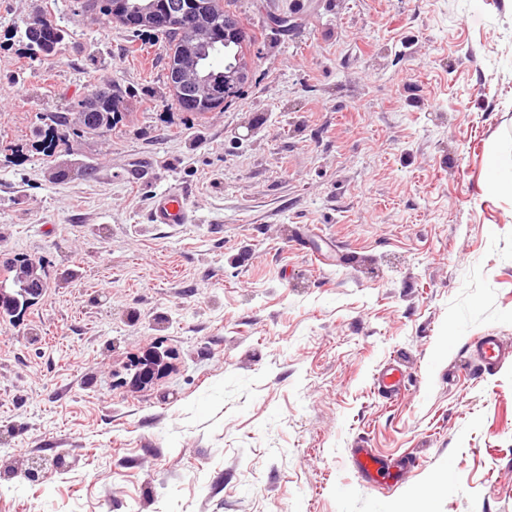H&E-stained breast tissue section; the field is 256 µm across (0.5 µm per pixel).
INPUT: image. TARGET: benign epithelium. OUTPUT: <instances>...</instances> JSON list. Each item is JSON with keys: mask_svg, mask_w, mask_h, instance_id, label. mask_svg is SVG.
I'll return each mask as SVG.
<instances>
[{"mask_svg": "<svg viewBox=\"0 0 512 512\" xmlns=\"http://www.w3.org/2000/svg\"><path fill=\"white\" fill-rule=\"evenodd\" d=\"M217 6L215 0H195V10L183 13L179 6L151 0L136 14L116 11L112 18L128 28L138 31L159 32L183 25L189 29V37L170 62L171 86L176 101L190 106L215 108L236 98L241 87L249 79L246 59L235 56V62L224 66V74L210 76L200 66V57L209 45L220 39L229 45L243 41V26L234 17H224V27L213 23Z\"/></svg>", "mask_w": 512, "mask_h": 512, "instance_id": "benign-epithelium-1", "label": "benign epithelium"}]
</instances>
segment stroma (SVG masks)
<instances>
[{"mask_svg":"<svg viewBox=\"0 0 512 512\" xmlns=\"http://www.w3.org/2000/svg\"><path fill=\"white\" fill-rule=\"evenodd\" d=\"M81 2L0 0V261L52 278L0 320V512H512V356L468 363L512 343L504 0H224L251 79L202 117L160 38ZM42 12L66 34L40 62ZM102 79L121 119L78 134ZM173 186L195 222L148 223ZM356 448L416 466L375 487ZM487 189L490 192L512 194V156L507 161L498 156L492 158ZM469 347L476 366L484 371L495 369L511 353L502 340L494 335L480 336Z\"/></svg>","mask_w":512,"mask_h":512,"instance_id":"obj_1","label":"stroma"}]
</instances>
